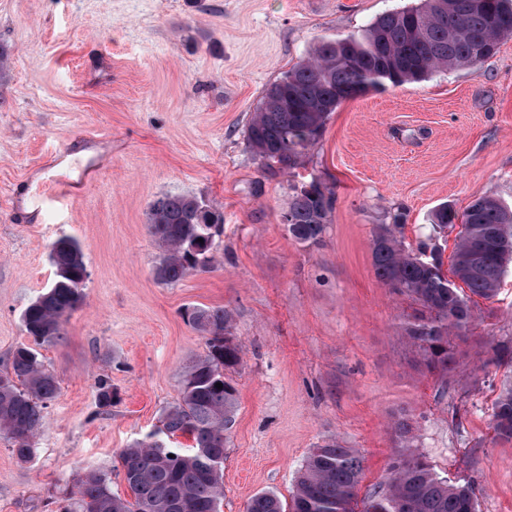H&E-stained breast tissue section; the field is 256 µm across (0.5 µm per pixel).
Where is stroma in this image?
<instances>
[{"label":"stroma","instance_id":"35a3bbf8","mask_svg":"<svg viewBox=\"0 0 512 512\" xmlns=\"http://www.w3.org/2000/svg\"><path fill=\"white\" fill-rule=\"evenodd\" d=\"M419 0H0V369L27 342L26 307L49 288V244L76 239L89 272L85 300L40 357L60 379L31 462L0 440V512H51L78 472L110 469L155 429L179 396L204 338L194 306L232 314L242 349L231 377L235 423L224 450L222 512L258 493L290 500L313 448L328 440L363 456L361 494L386 486L396 458L421 457L476 489L478 512H512V439L495 437V401L512 364V266L474 317L447 376L405 340L415 306L375 275L371 242L403 213V240L433 236L441 206L463 213L480 196L512 207V37L478 68L434 72L343 101L297 168L264 166L246 136L266 89L322 41L361 31ZM102 136L84 143L85 134ZM74 143L99 158L97 180L41 220L20 194L46 192L36 174ZM335 202L320 245L303 246L282 215L291 186L311 179ZM168 194L219 207L215 267L157 281L160 251L147 212ZM118 391L99 415L95 383ZM412 426L395 433L396 420Z\"/></svg>","mask_w":512,"mask_h":512}]
</instances>
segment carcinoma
<instances>
[{"label": "carcinoma", "instance_id": "carcinoma-1", "mask_svg": "<svg viewBox=\"0 0 512 512\" xmlns=\"http://www.w3.org/2000/svg\"><path fill=\"white\" fill-rule=\"evenodd\" d=\"M511 34L512 0H422L418 7L386 13L359 35L320 44L272 84L247 127L248 143L265 165L292 168L343 100L370 89L418 82L441 69L475 68ZM319 102L330 109L316 108ZM333 201V189L320 181L293 187L286 211L291 237L306 246L319 244ZM207 220L222 225L224 214L195 196L166 195L150 206L148 231L161 250L155 268L159 281L176 283L214 267L223 231L211 233ZM432 223L438 235L461 225L451 272L443 269L437 244L404 248L398 215L393 223L379 226L371 256L377 278L418 305L408 337L426 367L446 377L457 354L453 335L472 318L468 301L473 296L492 298L512 263V209L494 197L480 196L461 215L441 206ZM478 251L482 256L477 270L462 267L463 259ZM49 259L55 279L22 317L33 344L17 346L0 373V438L24 463L34 457L45 409L60 387L36 347L58 342L66 320L85 298L86 264L79 242L56 239L49 246ZM184 317L205 338L206 351L183 372L179 398L162 411L160 426L120 451L130 498L112 492V471L86 468L76 475V493L57 498L58 512H221L224 448L237 405L227 372L240 365L242 347L230 336L228 310L193 307ZM115 397L112 382L98 379L99 413L109 412ZM492 428L497 437L512 439V387L496 401ZM177 436L192 441L189 449L170 446ZM362 473L356 449L325 442L308 456L290 502L264 492L249 500L246 512H478L470 482L450 483L419 457L394 462L386 491L363 498Z\"/></svg>", "mask_w": 512, "mask_h": 512}]
</instances>
